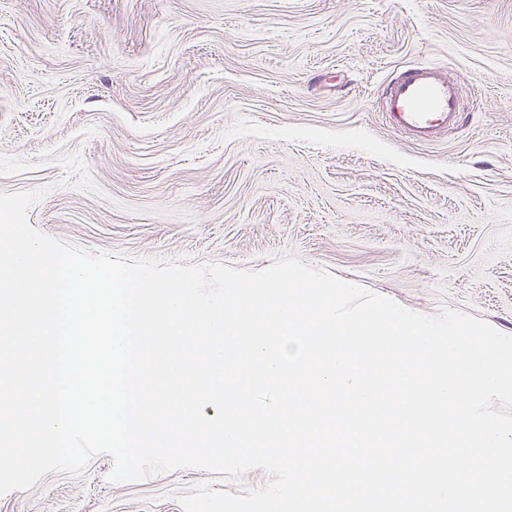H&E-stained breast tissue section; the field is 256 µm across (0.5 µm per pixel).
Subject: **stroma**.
I'll return each instance as SVG.
<instances>
[{"label":"stroma","mask_w":512,"mask_h":512,"mask_svg":"<svg viewBox=\"0 0 512 512\" xmlns=\"http://www.w3.org/2000/svg\"><path fill=\"white\" fill-rule=\"evenodd\" d=\"M428 64L461 124L421 144L385 87ZM33 227L136 261L294 258L403 307L512 334V0H0V193ZM110 456L0 512H182L202 470L112 483Z\"/></svg>","instance_id":"stroma-1"}]
</instances>
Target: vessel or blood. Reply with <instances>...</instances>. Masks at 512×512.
I'll use <instances>...</instances> for the list:
<instances>
[{"instance_id": "1", "label": "vessel or blood", "mask_w": 512, "mask_h": 512, "mask_svg": "<svg viewBox=\"0 0 512 512\" xmlns=\"http://www.w3.org/2000/svg\"><path fill=\"white\" fill-rule=\"evenodd\" d=\"M462 87L436 67L405 68L392 82L384 102L391 125L416 141L432 143L461 122Z\"/></svg>"}]
</instances>
